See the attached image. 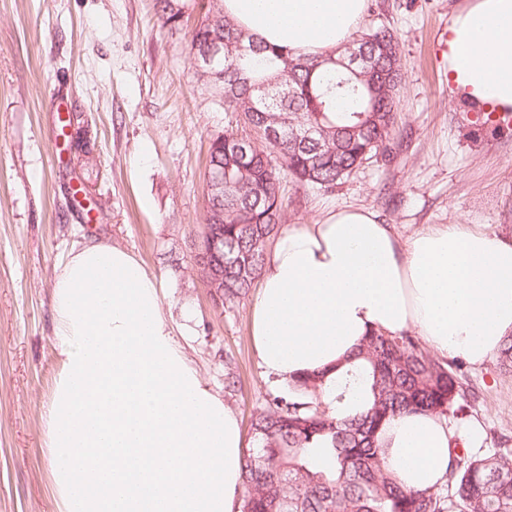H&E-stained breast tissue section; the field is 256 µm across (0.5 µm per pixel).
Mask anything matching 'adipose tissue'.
I'll use <instances>...</instances> for the list:
<instances>
[{
    "instance_id": "1",
    "label": "adipose tissue",
    "mask_w": 512,
    "mask_h": 512,
    "mask_svg": "<svg viewBox=\"0 0 512 512\" xmlns=\"http://www.w3.org/2000/svg\"><path fill=\"white\" fill-rule=\"evenodd\" d=\"M364 9L365 0H224L238 28L316 56L347 44ZM448 81L485 110L512 112V0H468L453 15ZM52 306L63 372L45 422L63 512H238V417L175 341L155 277L124 248L89 240L56 273ZM376 331H413L434 354L484 364L512 334V243L465 224L404 239L363 206L281 227L250 310L263 369L292 383L345 362ZM460 432L441 416L404 413L379 441L404 489L432 491Z\"/></svg>"
}]
</instances>
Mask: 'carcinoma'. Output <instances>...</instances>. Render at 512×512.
<instances>
[{
	"instance_id": "cac0c4a2",
	"label": "carcinoma",
	"mask_w": 512,
	"mask_h": 512,
	"mask_svg": "<svg viewBox=\"0 0 512 512\" xmlns=\"http://www.w3.org/2000/svg\"><path fill=\"white\" fill-rule=\"evenodd\" d=\"M195 0H156L163 24L178 28ZM224 35V80H207L253 130L270 112L288 115V126L319 129V143L277 147L265 143L247 157L239 137L212 140L210 171L224 170V253L247 263L224 269V302L246 296L260 274L267 244L282 223L285 177L329 192L379 151L389 148L401 82L397 35L385 26L352 37L371 57L366 69L348 71L327 56L289 54L261 45L224 15L215 0L214 23L189 31L185 49L203 52L209 33ZM249 51L237 49L238 38ZM291 67V92L279 75ZM266 86L260 94L257 87ZM512 372V336L496 353ZM464 397L447 365L424 354L414 336L374 332L344 370L309 374L275 397L253 422L255 444L244 455L246 489L241 512H512V459L497 448L480 455L449 448L448 471L433 492L406 491L385 465L378 433L394 416L426 412L456 418Z\"/></svg>"
}]
</instances>
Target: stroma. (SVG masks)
I'll use <instances>...</instances> for the list:
<instances>
[{"label":"stroma","mask_w":512,"mask_h":512,"mask_svg":"<svg viewBox=\"0 0 512 512\" xmlns=\"http://www.w3.org/2000/svg\"><path fill=\"white\" fill-rule=\"evenodd\" d=\"M155 0H0V512H63L44 410L61 370L52 283L80 242L130 252L157 280L166 318L205 381L252 420L288 388L261 367L252 296L215 305L195 262L212 140L251 136L196 79ZM465 0H366L361 29L400 42L388 152L325 193L284 179V221L365 206L401 236L475 224L512 241V125L487 129L448 91V24ZM464 417L479 452L512 449V373L463 363Z\"/></svg>","instance_id":"obj_1"}]
</instances>
